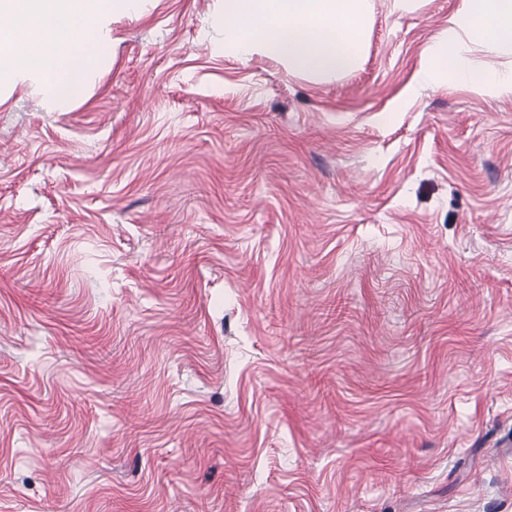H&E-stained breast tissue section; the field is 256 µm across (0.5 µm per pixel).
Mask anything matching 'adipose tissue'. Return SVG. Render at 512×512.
I'll return each mask as SVG.
<instances>
[{
  "instance_id": "ef3b65f1",
  "label": "adipose tissue",
  "mask_w": 512,
  "mask_h": 512,
  "mask_svg": "<svg viewBox=\"0 0 512 512\" xmlns=\"http://www.w3.org/2000/svg\"><path fill=\"white\" fill-rule=\"evenodd\" d=\"M369 21V0H224L225 49L246 59L260 54L289 70L327 77L355 69ZM478 50L512 53V0H460L414 76L418 86L478 84L489 96L512 94V67L468 59Z\"/></svg>"
}]
</instances>
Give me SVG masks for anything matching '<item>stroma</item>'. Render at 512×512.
I'll list each match as a JSON object with an SVG mask.
<instances>
[{"label":"stroma","mask_w":512,"mask_h":512,"mask_svg":"<svg viewBox=\"0 0 512 512\" xmlns=\"http://www.w3.org/2000/svg\"><path fill=\"white\" fill-rule=\"evenodd\" d=\"M115 18L59 112L0 106V512H512V96Z\"/></svg>","instance_id":"obj_1"}]
</instances>
